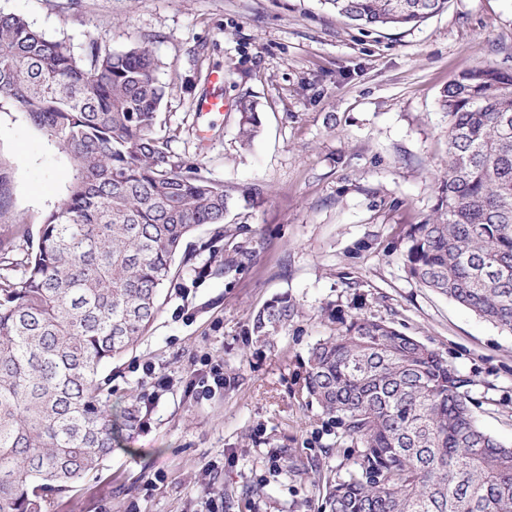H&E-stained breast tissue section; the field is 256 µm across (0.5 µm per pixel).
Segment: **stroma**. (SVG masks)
Instances as JSON below:
<instances>
[{
    "label": "stroma",
    "instance_id": "stroma-1",
    "mask_svg": "<svg viewBox=\"0 0 512 512\" xmlns=\"http://www.w3.org/2000/svg\"><path fill=\"white\" fill-rule=\"evenodd\" d=\"M82 53L149 42L168 94L174 153L234 197L255 252L233 283L203 275L223 253L200 226L181 285L133 352L108 364L109 406L138 400L137 429L48 512H320L342 462L336 430L302 395L309 349L360 316L437 351L469 382L480 429L512 446V333L423 288L404 264L406 232L431 214L448 169L444 89L462 71L512 73V0H448L418 27L362 30L321 0H0ZM220 72L224 81L208 82ZM223 96L224 113L194 109ZM258 102L262 132L237 135L235 104ZM76 175L69 155L0 105V283L19 282L45 217ZM264 197L249 202L253 185ZM301 314L273 344L249 336L252 311L278 294ZM219 371L222 386L203 392Z\"/></svg>",
    "mask_w": 512,
    "mask_h": 512
}]
</instances>
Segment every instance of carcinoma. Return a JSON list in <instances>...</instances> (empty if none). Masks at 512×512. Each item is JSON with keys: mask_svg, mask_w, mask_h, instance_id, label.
Instances as JSON below:
<instances>
[{"mask_svg": "<svg viewBox=\"0 0 512 512\" xmlns=\"http://www.w3.org/2000/svg\"><path fill=\"white\" fill-rule=\"evenodd\" d=\"M360 29L407 28L447 0H323ZM139 44L77 55L24 17L0 14V104L24 112L77 174L44 220L20 282L0 287V512H47L138 423L104 405L102 371L154 322L175 262L202 225L224 241L214 274L253 260L225 223L230 192L187 167L162 134L166 87ZM241 142L261 132L258 103L236 104ZM448 171L433 215L407 232L409 274L512 332V73L462 72L442 95ZM300 315L288 295L251 316L260 343ZM468 381L391 325L353 318L309 351L303 389L359 449L326 482L324 512H512V447L474 422Z\"/></svg>", "mask_w": 512, "mask_h": 512, "instance_id": "carcinoma-1", "label": "carcinoma"}]
</instances>
